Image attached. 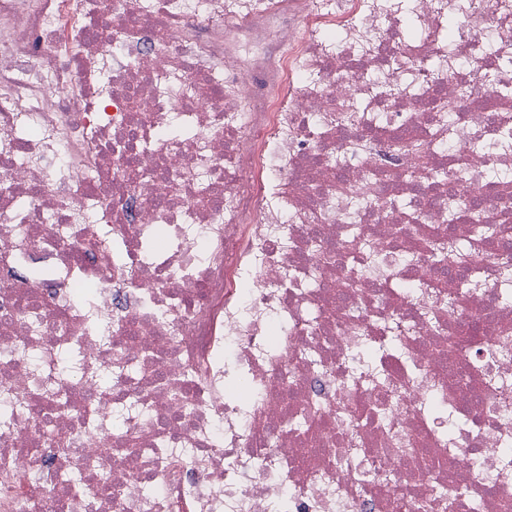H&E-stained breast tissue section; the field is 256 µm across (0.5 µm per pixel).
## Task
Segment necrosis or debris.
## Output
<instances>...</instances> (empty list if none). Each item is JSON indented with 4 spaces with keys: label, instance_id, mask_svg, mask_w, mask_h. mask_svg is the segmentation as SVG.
Here are the masks:
<instances>
[{
    "label": "necrosis or debris",
    "instance_id": "4bbe7bcc",
    "mask_svg": "<svg viewBox=\"0 0 512 512\" xmlns=\"http://www.w3.org/2000/svg\"><path fill=\"white\" fill-rule=\"evenodd\" d=\"M491 170L512 0H0V512H512Z\"/></svg>",
    "mask_w": 512,
    "mask_h": 512
}]
</instances>
